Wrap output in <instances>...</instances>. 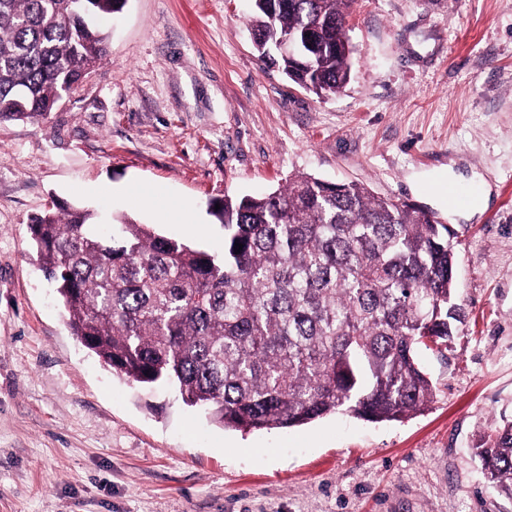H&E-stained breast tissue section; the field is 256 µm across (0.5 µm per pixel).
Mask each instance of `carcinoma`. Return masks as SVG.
I'll return each mask as SVG.
<instances>
[{
  "mask_svg": "<svg viewBox=\"0 0 512 512\" xmlns=\"http://www.w3.org/2000/svg\"><path fill=\"white\" fill-rule=\"evenodd\" d=\"M126 0H0V120L45 118L106 54L99 21ZM260 57L318 96L350 80L352 0H250ZM282 38L293 58L272 54ZM210 214L218 253L121 219L54 206L32 243L80 344L131 382L174 386L189 407L242 431L340 411L367 421L425 410L420 349L452 335L457 252L448 225L354 182L312 175L226 196ZM243 244L235 253V244ZM512 497V422L476 445Z\"/></svg>",
  "mask_w": 512,
  "mask_h": 512,
  "instance_id": "cac0c4a2",
  "label": "carcinoma"
}]
</instances>
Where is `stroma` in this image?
Wrapping results in <instances>:
<instances>
[{"label":"stroma","instance_id":"obj_1","mask_svg":"<svg viewBox=\"0 0 512 512\" xmlns=\"http://www.w3.org/2000/svg\"><path fill=\"white\" fill-rule=\"evenodd\" d=\"M248 0H126L45 120L0 122V512H512L474 447L512 420V0H352V72L320 97L260 59ZM479 175L488 208L432 190ZM307 173L456 233L462 320L420 350L400 421L244 432L113 376L72 335L29 224L52 203L221 247L207 203Z\"/></svg>","mask_w":512,"mask_h":512}]
</instances>
